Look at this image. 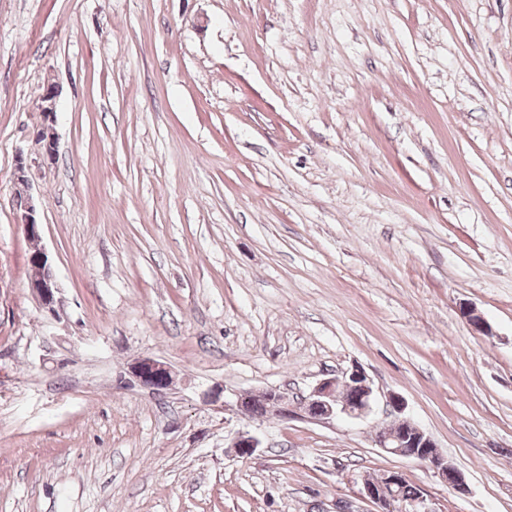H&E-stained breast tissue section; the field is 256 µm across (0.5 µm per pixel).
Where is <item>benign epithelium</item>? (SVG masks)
<instances>
[{
	"label": "benign epithelium",
	"mask_w": 512,
	"mask_h": 512,
	"mask_svg": "<svg viewBox=\"0 0 512 512\" xmlns=\"http://www.w3.org/2000/svg\"><path fill=\"white\" fill-rule=\"evenodd\" d=\"M56 92L48 86L40 98L38 106L43 118V127L38 134L44 142L45 152L52 155L54 139L51 126L54 121ZM16 206L21 211V224L25 234L32 240L39 239L37 223V205L32 197L21 196L16 199ZM29 287L37 298L39 305L47 313L56 314L59 286L53 275L48 255L36 248L30 254ZM467 324L480 335H491V329L482 315L472 307L465 306L461 312ZM132 377L144 388L155 394H162L175 382V372L163 361L152 357L138 359L131 366ZM349 387L355 392V398L348 401L340 394L341 388ZM263 402L265 416L278 420L295 417L323 420L337 414L351 419L368 415L375 402V392L366 372L354 366L340 376L322 379L313 390L299 401H291L288 394L274 388H266L252 396ZM244 395L238 400L239 410L250 414L246 403L252 398ZM388 415L393 417L392 424L384 427L376 438L377 447L385 452L415 459L434 471L454 491L460 494L469 492L464 475L459 472L443 454L435 441L419 427L401 417L405 411V402L397 393L385 395ZM259 445L258 439L248 431H242L234 438L231 448L240 458L253 454ZM406 480L400 472H387L378 478L363 480L361 498L374 505L373 512H432L426 507L422 492H417L414 499L404 503L399 496V487Z\"/></svg>",
	"instance_id": "7a95c632"
}]
</instances>
